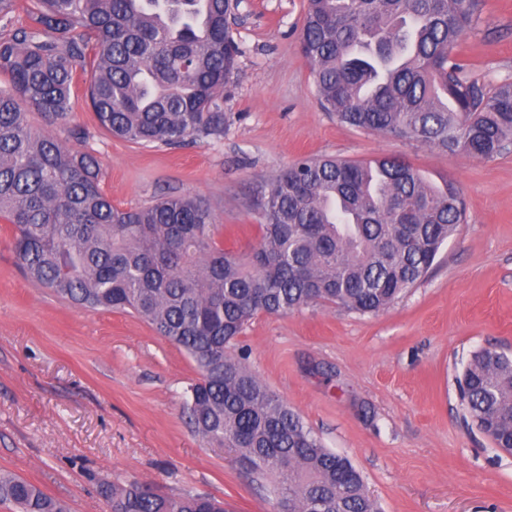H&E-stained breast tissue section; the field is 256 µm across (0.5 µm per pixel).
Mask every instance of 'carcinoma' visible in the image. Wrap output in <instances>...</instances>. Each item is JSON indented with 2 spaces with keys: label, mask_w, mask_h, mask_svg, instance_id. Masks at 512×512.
I'll return each mask as SVG.
<instances>
[{
  "label": "carcinoma",
  "mask_w": 512,
  "mask_h": 512,
  "mask_svg": "<svg viewBox=\"0 0 512 512\" xmlns=\"http://www.w3.org/2000/svg\"><path fill=\"white\" fill-rule=\"evenodd\" d=\"M238 0H29L27 22L0 0V220L33 281L72 304L129 310L181 349L201 379L189 421L288 512H378L350 460L231 345L259 313L329 304L387 309L433 268L465 221L455 185L432 186L403 160L309 157L253 188L260 237L226 251L212 211L190 196L121 208L89 152L32 128L73 123L74 86L98 125L134 144L180 146L224 135V88L239 46ZM480 21L478 0H307L300 47L320 106L344 125L451 155L491 160L512 144V82L487 86L454 55ZM466 416L512 445V352H473L459 378ZM112 512H225L203 496L169 497L137 480L103 489ZM15 512H67L37 486L0 474Z\"/></svg>",
  "instance_id": "1"
}]
</instances>
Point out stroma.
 Returning <instances> with one entry per match:
<instances>
[{"instance_id": "stroma-1", "label": "stroma", "mask_w": 512, "mask_h": 512, "mask_svg": "<svg viewBox=\"0 0 512 512\" xmlns=\"http://www.w3.org/2000/svg\"><path fill=\"white\" fill-rule=\"evenodd\" d=\"M306 0H241L240 54L224 91V134L179 149L99 127L83 92L73 121L113 203L200 198L226 249L248 254L259 230L256 183L328 155L404 158L430 183L457 185L466 218L429 274L376 315L312 305L259 315L236 340L257 376L325 448L347 457L379 512H512V453L467 423L457 378L474 351L512 350V150L491 160L340 124L323 111L299 47ZM459 46L471 78L512 81V0H480ZM0 223V473L37 485L68 512H108L105 483L279 512L227 448L188 419L190 358L123 311L72 306L29 281Z\"/></svg>"}]
</instances>
